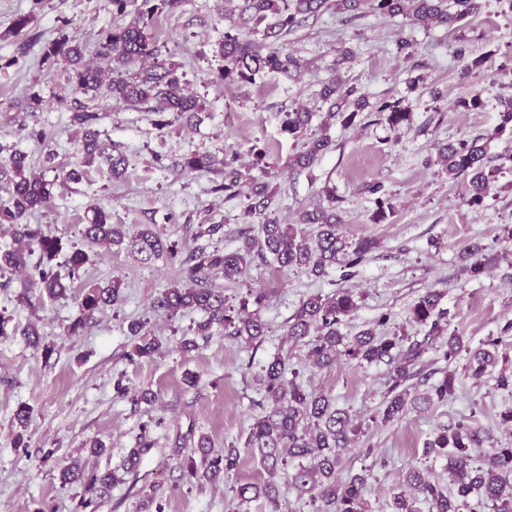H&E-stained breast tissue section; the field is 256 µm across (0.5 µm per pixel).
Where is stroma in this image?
Segmentation results:
<instances>
[{
	"mask_svg": "<svg viewBox=\"0 0 512 512\" xmlns=\"http://www.w3.org/2000/svg\"><path fill=\"white\" fill-rule=\"evenodd\" d=\"M480 3L461 29L424 27L373 11L358 17L328 11L278 42L307 63L299 78L269 73L227 84L218 78L224 65L219 44L228 25L224 0H158L157 22L148 29L157 58L178 65L205 108L161 128L153 112L119 108L101 93L98 128L126 157L124 177L95 173L81 183L56 187L48 206L28 218L61 237L64 246L87 249L90 260L75 289L120 279L124 299L119 306L95 313L73 334L75 297L51 299L34 288L28 292L30 304L20 303L27 272L0 271V316L7 321L0 336V512H81L83 486H65L58 478L60 469L75 460L119 478L98 512H268L261 499L238 506L231 488L268 479L259 455L243 445L263 400L255 376L277 354L287 357L307 390L330 395L363 423L365 433L348 449L346 466L353 472L370 469L372 512H391L392 497L403 491L410 468L447 485L445 460L424 453L438 429L470 418L480 434L475 453L481 457L512 444V428L499 419L502 410L512 408V391L497 387L496 372L476 381L462 374L464 362L456 360L451 366L460 375L446 403L410 411L384 426L373 417L386 389L385 364L360 366L342 357L319 369L306 348L285 338L287 321L303 298L341 287L352 289L358 304L342 327L350 335L384 315V333L422 338L425 330L411 322L410 312L429 288L442 295L449 330L465 336L470 346L502 335L512 322V266L506 260L490 265L476 280L461 272L462 250L473 242L512 256V240L505 233L512 226V136L492 134L499 123L498 97L512 95V9L505 0ZM25 15L30 24L10 34L15 19ZM112 21L107 0H0V144L27 152L35 172L44 171L49 153L59 169H70L77 159L70 122L74 100L61 66L42 65V46L75 35L85 44L87 59L97 60L100 38ZM401 36L413 43L411 59L396 51ZM462 45L473 56H486L488 68L464 74L455 55ZM346 49L353 53L348 61L342 58ZM337 75L360 87L370 106L388 101L410 107L411 121L394 132L369 107L352 125L330 126L331 150L312 173L298 172L289 159L301 143L282 133L283 115L300 105L325 112L320 90ZM477 91L485 107H463L462 99ZM30 93L42 97L41 109L23 107ZM40 131L47 134L42 143L36 138ZM482 135L490 138L487 167L496 176L483 207L472 209L462 200L464 186L449 179L437 158L441 147ZM256 146L266 149V165H255ZM190 152L229 158L231 169L277 187L276 215L284 224L316 202L324 186L334 187L345 235L375 239L377 248L360 265L336 264L319 278L255 262L241 283L207 280V287L223 289L232 305L247 287L264 289L261 315L268 335L255 349L219 331L196 339L195 349L183 350L179 343L193 337L201 313L170 319L156 305L163 288L178 277L179 265L162 259L146 265L123 252L87 246L81 229L90 206L97 204L111 211L113 223L130 229L158 225L185 254L202 246L236 249L249 231L242 218L247 199L220 192L229 169L182 171L179 162ZM373 183L384 187L394 206L381 224L371 219L375 197L367 187ZM200 224L219 225L220 231L194 237L192 229ZM133 321L162 341L161 355L126 358ZM31 322L42 335L37 348L21 334ZM424 361L420 382L426 389L451 366L432 351ZM145 390L154 395L153 403L140 401ZM22 407L31 414L24 428L15 419ZM18 434L24 439L20 447L14 444ZM203 437L218 450L241 448V465L231 481L190 484L183 479L179 464ZM143 438L151 442L150 452L135 469L125 470L130 448ZM95 440L105 444L103 455H91ZM368 447L373 450L369 456L364 453Z\"/></svg>",
	"mask_w": 512,
	"mask_h": 512,
	"instance_id": "35a3bbf8",
	"label": "stroma"
}]
</instances>
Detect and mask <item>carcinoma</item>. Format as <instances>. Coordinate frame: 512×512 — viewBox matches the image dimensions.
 I'll return each instance as SVG.
<instances>
[{"mask_svg":"<svg viewBox=\"0 0 512 512\" xmlns=\"http://www.w3.org/2000/svg\"><path fill=\"white\" fill-rule=\"evenodd\" d=\"M225 15L239 13L243 26L250 32L263 30L266 39L278 41L280 36L299 27L304 20L325 10L356 15L365 6L383 15L403 16L419 24H451L463 22L475 15L478 0H224ZM144 9L138 20L128 24L112 23L102 35L98 55L109 66H93L85 62V46L75 36H62L46 43L42 58L45 62L62 63L74 94L82 97L70 116L78 138V162L69 170L65 179L81 181L93 169L107 168L115 180L126 171V158L113 153L112 144L101 138L97 128L100 115L89 103L98 99L102 88H107L115 104L124 109L138 110L150 105L158 116L156 124L164 127L172 123L168 116L179 118L198 111L197 96L181 79L174 63L160 62L156 48L145 34V27L152 20L156 6L152 0H142ZM224 66L219 75L223 82L254 81L255 77L276 72L288 76L300 72L302 63L289 52L272 49L266 53L256 49L246 34L237 30L224 32L220 43ZM152 60L148 67L129 75L131 64ZM321 98L328 103L322 125L335 121L345 126L354 123L358 113L367 107L366 98L358 88L338 78L330 80L321 91ZM500 123L491 136L505 133L512 135V97L500 99ZM374 112L385 120L389 128H402L411 116L410 108L381 102ZM313 113L297 107L284 115L281 131L292 138L301 136L310 126ZM331 139L317 136L309 139L301 151L290 159V167L298 170L312 169L330 150ZM438 163L451 179H462L466 185L464 202L471 208L483 205L488 180L485 174L486 146L480 139H461L439 149ZM227 165L210 154L190 152L182 157L181 167L188 172H208L215 165ZM0 182L6 185L7 196H0V224L13 228L17 242L24 248L0 252V269H31L29 279L19 295L22 303H30L27 293L40 288L51 298L65 297L72 290L74 281L89 261L82 249L70 251L63 266L68 269L62 276L51 262L63 250L62 240L46 233L41 226L26 223L27 217L41 210L52 198L57 179L32 171L26 152L12 149L5 163L0 164ZM368 192L376 196L377 210L373 220L382 222L393 205L382 185L371 184ZM326 204L318 203L313 209H304L292 224H283L275 216L272 206L275 192L262 184L253 186L251 202L243 213L244 223L256 226L255 234L243 238L242 245L231 252L198 247L180 261V276L172 281L157 298V307L168 316L175 317L187 310L204 314L197 323L195 335L209 337L213 329H224L227 335L241 337L247 343L260 344L267 335V323L261 309L265 293L250 289L241 298L239 308L226 305L222 288L199 286L211 276H220L228 283H237L248 265L256 259L279 270H301L315 277L327 273L338 262L349 267L360 264L376 248L371 238L352 240L341 230L338 214L339 197L333 189L321 190ZM92 218L83 225L81 235L87 242L130 254L134 260L149 264L159 258L175 260L179 249L155 225L145 224L136 231L125 224L112 223V213L102 206L91 208ZM305 224L317 225L315 240H310ZM486 247L478 242L464 248L467 264L463 272L470 279H477L495 261V256L485 254ZM122 301L121 281L117 278L105 286L83 289L79 299L80 314L71 322L69 332L76 334L94 313L115 306ZM440 294L428 289L411 309L412 322L428 328L421 340L409 336H387L380 326L387 321L382 315L372 324L352 336L341 330L344 318L357 308L353 294L338 289L331 295L312 294L304 298L294 314L288 318L286 336L294 346H304L314 365L324 368L344 356L362 365L384 362L388 366L387 388L379 409L382 423L400 419L410 409L420 404L444 403L455 391L456 372L450 371L429 392L419 394L413 380L423 371V357L429 347L439 344L441 358L451 363L461 352L467 359L464 373L473 379L483 377L498 359V348L503 337L489 336L476 349L466 344L465 338L448 331L444 312L439 308ZM132 336L129 360L151 358L162 351V345L144 331V324L133 322L128 327ZM257 379L262 385L267 408L254 417L245 447L260 453L261 461L273 481L264 485L242 484L235 488L238 505L258 498L267 500L271 512H280V491L275 478H283L288 489L320 503L319 512H368L367 498L370 471L361 470L343 478L339 475L342 458L350 445L362 433L361 424L334 400L323 393L306 391L300 384L286 378L285 358L277 354L261 366ZM480 442L478 432L466 418L454 426L437 430L425 446V453L447 461L448 478L453 485L449 492L437 483L427 480L420 470L413 468L406 474V483L417 496L407 497L400 492L393 496L392 512H416V503L428 505L430 512H461L470 507V499L477 496L491 505L494 512H512V446L494 449L482 460H475L472 451ZM196 451L201 453V464L193 455L181 463L183 476L188 481L230 478L239 468L240 450L231 446L221 451L209 447L207 438L198 442ZM63 484L83 483L89 494L84 508L97 512L101 491L109 488L115 477L85 474L77 464L60 470Z\"/></svg>","mask_w":512,"mask_h":512,"instance_id":"obj_1","label":"carcinoma"}]
</instances>
